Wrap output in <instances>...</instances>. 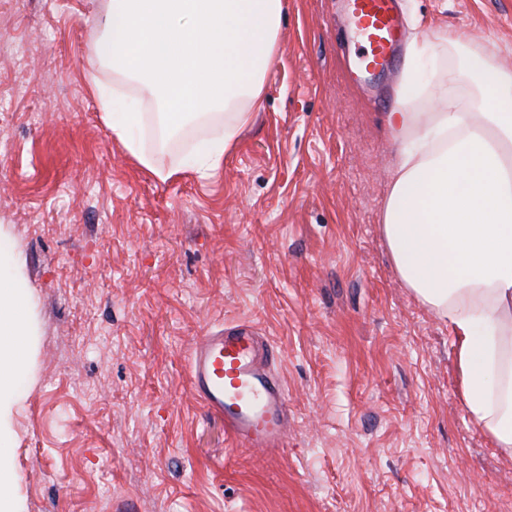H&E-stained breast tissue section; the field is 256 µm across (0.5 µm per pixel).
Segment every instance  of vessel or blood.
<instances>
[{
	"label": "vessel or blood",
	"mask_w": 512,
	"mask_h": 512,
	"mask_svg": "<svg viewBox=\"0 0 512 512\" xmlns=\"http://www.w3.org/2000/svg\"><path fill=\"white\" fill-rule=\"evenodd\" d=\"M398 2H348L364 73L390 72L401 61ZM276 361L275 348L248 324L212 331L192 349V394L209 414L223 419L224 431L235 446L274 452L288 445L287 397L272 370Z\"/></svg>",
	"instance_id": "b4317fda"
}]
</instances>
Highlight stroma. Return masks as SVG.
I'll return each mask as SVG.
<instances>
[{
  "mask_svg": "<svg viewBox=\"0 0 512 512\" xmlns=\"http://www.w3.org/2000/svg\"><path fill=\"white\" fill-rule=\"evenodd\" d=\"M427 42L393 107L512 68V0H401ZM107 0H0V250L32 343L11 452L23 512H512V457L469 420L447 325L407 288L380 216L399 144L370 99L345 0H283L251 123L209 177L214 118L153 142L157 106L95 53ZM468 43L441 44L442 29ZM146 113L138 165L92 86ZM274 345L288 446L233 447L192 395L208 330Z\"/></svg>",
  "mask_w": 512,
  "mask_h": 512,
  "instance_id": "1",
  "label": "stroma"
}]
</instances>
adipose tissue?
<instances>
[{
	"label": "adipose tissue",
	"instance_id": "adipose-tissue-1",
	"mask_svg": "<svg viewBox=\"0 0 512 512\" xmlns=\"http://www.w3.org/2000/svg\"><path fill=\"white\" fill-rule=\"evenodd\" d=\"M282 12V0H110L96 53L160 103L164 136L223 113L220 133L193 155V169L205 176L223 165L251 120ZM495 57L486 49L467 60L478 109L443 96L432 112L388 114L391 131L408 142L381 228L407 288L448 326L471 421L512 455V71ZM98 99L125 151L152 168L136 134L141 113L118 114L111 97ZM28 306L0 277V512H23L8 457L16 380L31 345Z\"/></svg>",
	"mask_w": 512,
	"mask_h": 512
}]
</instances>
